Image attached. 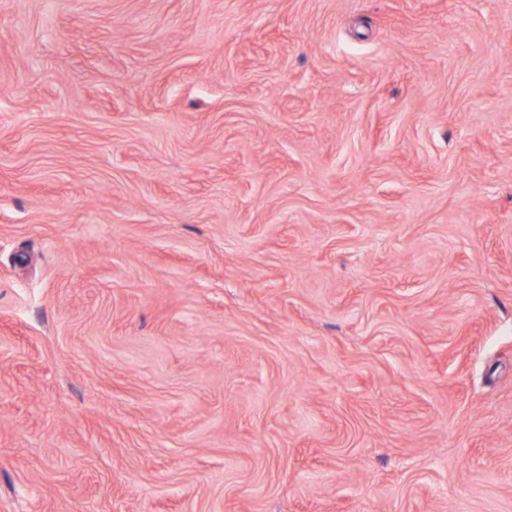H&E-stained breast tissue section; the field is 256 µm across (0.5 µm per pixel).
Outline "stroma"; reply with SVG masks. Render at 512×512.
Segmentation results:
<instances>
[{"label": "stroma", "instance_id": "stroma-1", "mask_svg": "<svg viewBox=\"0 0 512 512\" xmlns=\"http://www.w3.org/2000/svg\"><path fill=\"white\" fill-rule=\"evenodd\" d=\"M0 512H512V0H0Z\"/></svg>", "mask_w": 512, "mask_h": 512}]
</instances>
